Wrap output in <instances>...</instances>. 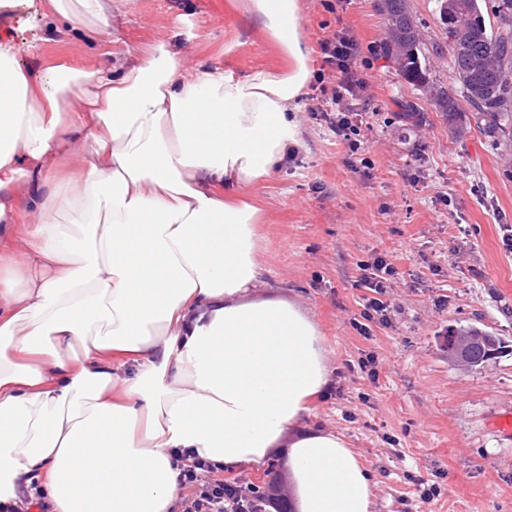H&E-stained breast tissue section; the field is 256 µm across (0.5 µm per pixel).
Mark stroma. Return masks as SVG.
<instances>
[{"instance_id": "35a3bbf8", "label": "stroma", "mask_w": 512, "mask_h": 512, "mask_svg": "<svg viewBox=\"0 0 512 512\" xmlns=\"http://www.w3.org/2000/svg\"><path fill=\"white\" fill-rule=\"evenodd\" d=\"M246 0H112L110 26L91 33L50 13L46 0H0V44L20 65L63 57L120 70L163 43L182 69L246 77L277 73L282 56ZM300 30L323 67L320 42L347 29L360 43L372 97L367 127L336 138L307 97L295 101L301 139L272 179L246 193L262 212L259 262L268 295L316 322L329 381L308 424L341 434L374 481L373 512H512V435L492 419L512 412V148L476 126L457 132L432 89L455 83L439 0H407L428 83L409 84L385 44L378 0H299ZM395 268L390 321L354 328L367 290L362 262ZM473 327L502 348L477 368L448 357V331ZM374 359L372 371L362 361ZM431 499H423V492Z\"/></svg>"}]
</instances>
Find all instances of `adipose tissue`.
I'll use <instances>...</instances> for the list:
<instances>
[{
	"instance_id": "1",
	"label": "adipose tissue",
	"mask_w": 512,
	"mask_h": 512,
	"mask_svg": "<svg viewBox=\"0 0 512 512\" xmlns=\"http://www.w3.org/2000/svg\"><path fill=\"white\" fill-rule=\"evenodd\" d=\"M50 4L109 24L110 0ZM246 8L285 71L184 72L163 45L118 72L24 68L0 45V233L26 244H0V502L38 478L52 512H169L174 456L257 467L281 448L296 512H372L369 472L304 422L328 383L317 325L258 294L245 189L299 146L289 106L311 71L298 0ZM76 137L91 145L70 168Z\"/></svg>"
}]
</instances>
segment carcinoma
<instances>
[{"mask_svg":"<svg viewBox=\"0 0 512 512\" xmlns=\"http://www.w3.org/2000/svg\"><path fill=\"white\" fill-rule=\"evenodd\" d=\"M389 37L387 50L404 79L426 84L420 61V38L407 0H384ZM496 24L487 21L479 0H442L440 19L453 24L447 31L457 85L439 98V109L450 119L462 115L461 102L473 109L475 125L500 144L512 141V0H497ZM500 349L495 337L483 334L473 349L470 366L479 367Z\"/></svg>","mask_w":512,"mask_h":512,"instance_id":"carcinoma-1","label":"carcinoma"}]
</instances>
